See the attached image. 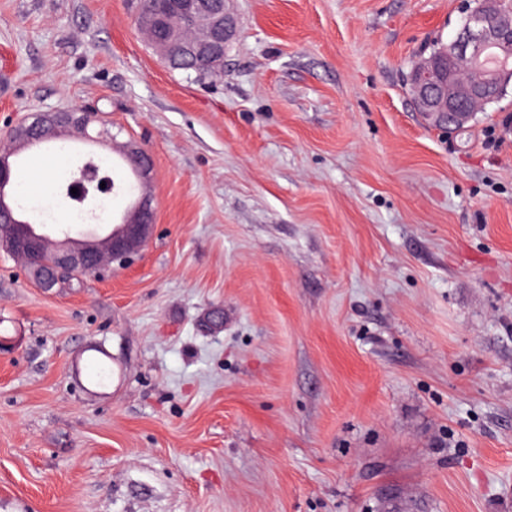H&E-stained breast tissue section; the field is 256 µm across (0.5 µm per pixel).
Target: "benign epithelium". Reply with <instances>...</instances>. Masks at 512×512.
Listing matches in <instances>:
<instances>
[{"instance_id": "benign-epithelium-1", "label": "benign epithelium", "mask_w": 512, "mask_h": 512, "mask_svg": "<svg viewBox=\"0 0 512 512\" xmlns=\"http://www.w3.org/2000/svg\"><path fill=\"white\" fill-rule=\"evenodd\" d=\"M504 4L505 0H479L478 6L468 12L457 38L444 50L448 63L460 66L456 75H451L432 56L420 58L410 71L408 84L413 101L432 126L463 128L485 104L490 87L505 92L512 85L511 65H484L489 46L512 45V8L507 9ZM184 10V22L190 27L189 41L184 46L186 54L198 67L223 60L224 44L236 30L225 0H211L203 7L187 3ZM34 128L49 137L60 138L74 129L87 134L88 123L75 118L69 108L39 113L15 130L16 142L27 144ZM124 153L137 165L141 178L147 179L151 169L145 152L129 144ZM13 170L11 156L1 154L0 216L6 217L8 223L0 226V233H6L9 247L25 259L33 281L43 288L51 289L80 273L101 271L116 261L126 264L153 233L152 202L150 197L142 196L106 235L81 232L75 238L70 236V230L63 229V239L53 242L35 230V220L15 213L11 206ZM96 180L97 171L89 160L74 173L76 184Z\"/></svg>"}]
</instances>
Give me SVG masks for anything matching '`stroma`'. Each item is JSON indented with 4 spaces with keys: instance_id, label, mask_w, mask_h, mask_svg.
Listing matches in <instances>:
<instances>
[{
    "instance_id": "1",
    "label": "stroma",
    "mask_w": 512,
    "mask_h": 512,
    "mask_svg": "<svg viewBox=\"0 0 512 512\" xmlns=\"http://www.w3.org/2000/svg\"><path fill=\"white\" fill-rule=\"evenodd\" d=\"M224 78L128 0H0V147L80 106L151 158L133 263L0 251V512H512V92L447 134L404 86L466 0H228ZM86 159L28 160L47 234Z\"/></svg>"
}]
</instances>
